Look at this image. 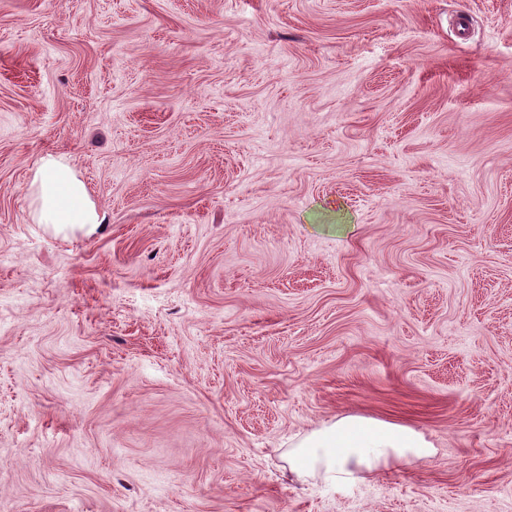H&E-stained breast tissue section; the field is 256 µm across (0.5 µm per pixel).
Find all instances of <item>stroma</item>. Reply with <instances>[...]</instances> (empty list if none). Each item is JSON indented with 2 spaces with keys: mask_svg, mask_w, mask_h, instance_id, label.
Returning <instances> with one entry per match:
<instances>
[{
  "mask_svg": "<svg viewBox=\"0 0 512 512\" xmlns=\"http://www.w3.org/2000/svg\"><path fill=\"white\" fill-rule=\"evenodd\" d=\"M0 512H512V0H0ZM41 224L98 225L103 218L83 183L63 163L48 157L35 171L31 183ZM435 455L424 436L408 427L347 415L307 436L292 451L291 471L299 479L322 470L336 484L348 485L375 473Z\"/></svg>",
  "mask_w": 512,
  "mask_h": 512,
  "instance_id": "1",
  "label": "stroma"
}]
</instances>
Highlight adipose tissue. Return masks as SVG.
<instances>
[{
  "mask_svg": "<svg viewBox=\"0 0 512 512\" xmlns=\"http://www.w3.org/2000/svg\"><path fill=\"white\" fill-rule=\"evenodd\" d=\"M43 224L98 225L102 218L83 183L56 158H46L31 183ZM435 449L424 436L408 427L347 415L307 436L293 450L290 468L297 477L322 470L340 485L375 473L433 457Z\"/></svg>",
  "mask_w": 512,
  "mask_h": 512,
  "instance_id": "adipose-tissue-1",
  "label": "adipose tissue"
}]
</instances>
